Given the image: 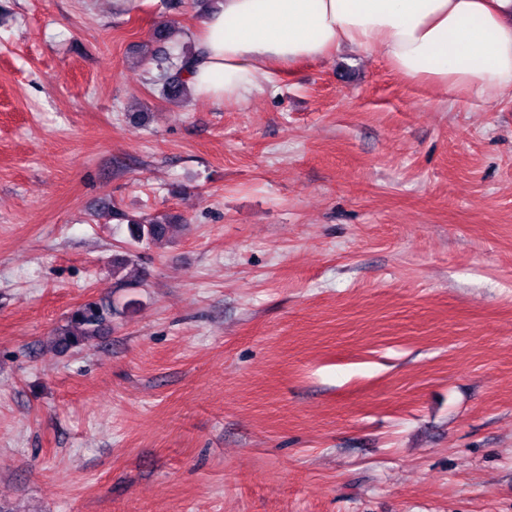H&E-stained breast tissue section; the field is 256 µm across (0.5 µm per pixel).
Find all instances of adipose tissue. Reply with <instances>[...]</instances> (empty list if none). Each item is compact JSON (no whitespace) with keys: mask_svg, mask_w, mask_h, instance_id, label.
Wrapping results in <instances>:
<instances>
[{"mask_svg":"<svg viewBox=\"0 0 512 512\" xmlns=\"http://www.w3.org/2000/svg\"><path fill=\"white\" fill-rule=\"evenodd\" d=\"M196 47L187 85L215 103L345 47L379 50L407 79L494 98L512 90V0H219Z\"/></svg>","mask_w":512,"mask_h":512,"instance_id":"ef3b65f1","label":"adipose tissue"}]
</instances>
